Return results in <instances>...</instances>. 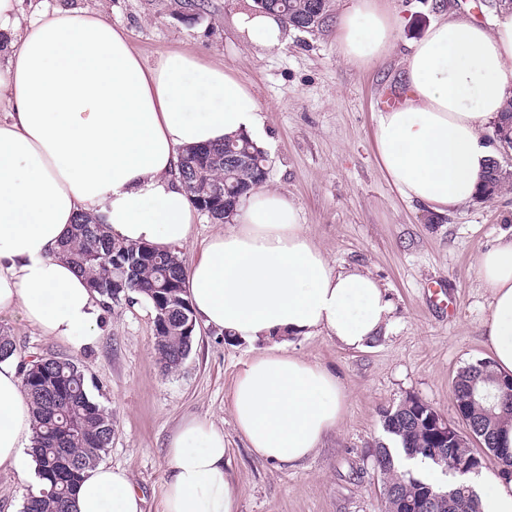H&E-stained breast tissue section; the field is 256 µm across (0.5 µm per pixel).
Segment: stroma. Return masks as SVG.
Instances as JSON below:
<instances>
[{"mask_svg":"<svg viewBox=\"0 0 512 512\" xmlns=\"http://www.w3.org/2000/svg\"><path fill=\"white\" fill-rule=\"evenodd\" d=\"M180 0H44L45 8H99L125 29L142 58L189 50L220 62L265 111L268 187L300 209L314 244L334 268H362L388 288L393 322L372 346L350 351L324 333L289 350L336 375L348 399L344 418L314 456L296 468L256 459L239 435L229 392L253 351L196 324L189 357L164 373L154 350L148 303L121 301L103 313V334L82 350L43 335L21 310L0 313L16 361L49 355L77 360L89 391L112 411L103 465L125 470L142 492L143 512H159L169 476L168 444L188 417L224 430L230 469L242 489L238 512H385L372 453L387 443L382 411L407 395L456 421L452 380L468 363L491 359L485 324L492 298L476 259L512 230V183L492 199L447 214L402 199L375 153L374 128L386 94L401 92L410 45L442 10L489 23L503 0H385L403 28L393 50L357 67L340 53L337 27L288 31L282 46H259L238 21L254 0H203L186 15Z\"/></svg>","mask_w":512,"mask_h":512,"instance_id":"stroma-1","label":"stroma"}]
</instances>
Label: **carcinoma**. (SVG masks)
<instances>
[{"mask_svg": "<svg viewBox=\"0 0 512 512\" xmlns=\"http://www.w3.org/2000/svg\"><path fill=\"white\" fill-rule=\"evenodd\" d=\"M270 3V12L285 29L297 30L299 22L312 14L314 0ZM321 7V20L301 29L312 32L326 25L329 5L324 2ZM493 135L502 146L512 148V100L494 123ZM228 154L248 163L232 169L224 162ZM265 163V151L247 137H226L219 144L187 151L178 177L197 210L222 222L224 199L246 198L252 185L260 181ZM501 184L500 174L488 172L478 198H490ZM59 255L85 277L109 309L126 296L144 297L154 312V349L163 372L172 373L182 365L192 351L193 337L185 334L184 327L193 318V310L184 292L186 266L180 253L117 240L107 234L104 225L80 216ZM21 370L31 406L33 453L42 481L38 493L27 497L24 512H73L81 482L112 442V412L90 395L85 372L73 358L44 357L22 363ZM453 395L456 414L470 422L483 452L468 443L444 440L431 424L437 410L414 395L383 412L384 430L398 438L410 457L420 456L436 466L446 462L468 474L486 460L500 467L502 474L511 475L512 453L498 446V435L512 424V380L498 376L491 361L480 360L457 373ZM374 467L382 482L386 512H407L405 501L426 496L432 498V512H479L476 495L463 483L443 486L411 470L395 473L383 445L375 449Z\"/></svg>", "mask_w": 512, "mask_h": 512, "instance_id": "obj_1", "label": "carcinoma"}]
</instances>
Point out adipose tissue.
<instances>
[{"label":"adipose tissue","mask_w":512,"mask_h":512,"mask_svg":"<svg viewBox=\"0 0 512 512\" xmlns=\"http://www.w3.org/2000/svg\"><path fill=\"white\" fill-rule=\"evenodd\" d=\"M0 0V31L13 53L0 71V312L74 350L101 334L98 296L58 256L77 216L113 237L172 248L188 242L194 207L178 178L184 150L246 135L263 143L262 108L219 64L191 52L144 63L126 32L97 9H37ZM400 28L381 0H347L338 44L367 67L388 54ZM512 97V7L490 24L445 17L412 44L407 93L381 112L380 168L405 199L444 214L475 199L493 155L483 130ZM491 292L486 336L494 370L512 377V235L480 254ZM196 318L256 354L237 374L230 410L260 460L298 467L341 422L347 394L336 376L290 353L289 338L326 332L363 350L392 323L380 281L335 270L313 243L295 202L263 187L211 236L186 276ZM31 408L12 360L0 361V468L33 473L25 438ZM224 431L185 420L168 445L162 512H236L240 490L225 459ZM480 512H512V480L491 470L469 482ZM125 470L96 467L75 512H143Z\"/></svg>","instance_id":"ef3b65f1"}]
</instances>
